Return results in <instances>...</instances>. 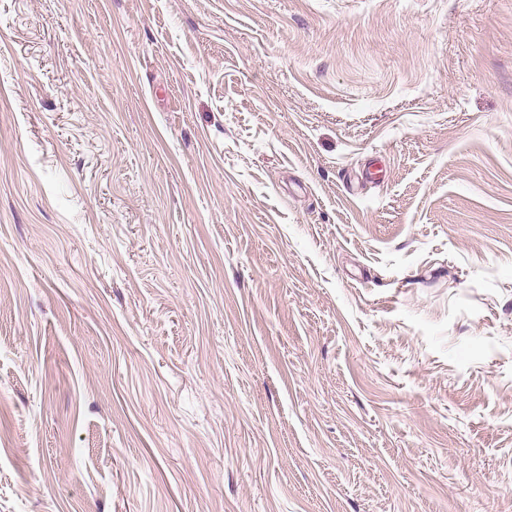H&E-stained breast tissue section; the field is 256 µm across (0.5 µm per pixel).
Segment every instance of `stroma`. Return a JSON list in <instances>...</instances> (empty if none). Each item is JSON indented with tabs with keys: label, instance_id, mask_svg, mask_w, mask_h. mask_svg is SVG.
Here are the masks:
<instances>
[{
	"label": "stroma",
	"instance_id": "35a3bbf8",
	"mask_svg": "<svg viewBox=\"0 0 512 512\" xmlns=\"http://www.w3.org/2000/svg\"><path fill=\"white\" fill-rule=\"evenodd\" d=\"M0 512H512V0H0Z\"/></svg>",
	"mask_w": 512,
	"mask_h": 512
}]
</instances>
